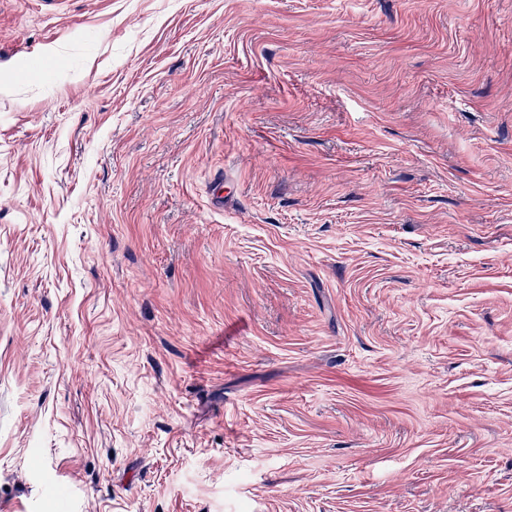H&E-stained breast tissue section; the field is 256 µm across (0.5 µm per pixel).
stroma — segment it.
<instances>
[{
    "instance_id": "obj_1",
    "label": "stroma",
    "mask_w": 512,
    "mask_h": 512,
    "mask_svg": "<svg viewBox=\"0 0 512 512\" xmlns=\"http://www.w3.org/2000/svg\"><path fill=\"white\" fill-rule=\"evenodd\" d=\"M0 512H512V0H0Z\"/></svg>"
}]
</instances>
